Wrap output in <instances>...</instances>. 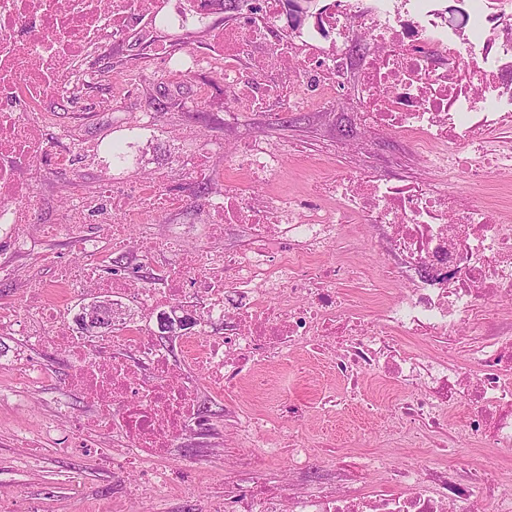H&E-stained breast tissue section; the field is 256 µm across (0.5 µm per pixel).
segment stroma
<instances>
[{
    "instance_id": "1",
    "label": "stroma",
    "mask_w": 512,
    "mask_h": 512,
    "mask_svg": "<svg viewBox=\"0 0 512 512\" xmlns=\"http://www.w3.org/2000/svg\"><path fill=\"white\" fill-rule=\"evenodd\" d=\"M95 66L99 78L85 90L86 104L111 95L116 82H129V92L108 115L96 113L83 119L77 118L68 101L54 99L60 123L76 127L83 146L75 150L69 169L35 183V193L43 204L34 211L33 223H52L68 193L93 190L112 161L110 148L117 141L134 143L139 158L138 167L125 171V179L160 174L167 192L180 200L179 207L156 225V233L183 226L186 246L201 251L211 246L202 236L208 201L223 194L230 181L214 179L208 194L200 195L171 176V160L188 151L196 136L211 140L219 153L256 138L271 143L283 163L257 186L261 196H308L315 177L335 170L350 174L371 168L384 178L408 181L432 176L408 136L372 132L355 122L352 110L359 85L353 71L346 73L338 86L335 103L298 111L272 103L250 113L246 120L235 121L228 117L231 104L217 76L207 74L171 85L162 57L145 59L134 41L113 46ZM205 86L210 89V99L202 105L198 99ZM164 93L171 96L172 103L166 111H155V101ZM144 112L153 113V124L136 128V119ZM448 189L491 214L512 211V187L505 186L503 177L493 175L480 184L461 177ZM0 254L16 269L15 277L0 280V304L24 311L25 282L51 280L54 270L16 250L9 238L0 239ZM319 260L330 266L349 264L362 271L361 279L340 281L337 288L357 310L374 317V287L380 267L398 262L386 249L379 230L351 220L341 225L336 243ZM28 367L37 368L39 377L29 386L14 387L16 371ZM72 374L70 359L62 349L28 347L17 337L0 334V392L11 394L9 401L0 403V512H210L211 504L224 497L225 477L233 473L231 450L244 447L233 423V414L240 409L257 417L261 438L292 433L317 445L313 465L322 470L328 467L327 449L331 446L379 454L400 466L425 469L435 461L429 448H412L403 442V427L395 413L398 392L379 390L372 382L344 394L335 412L328 414L321 410L320 402L336 391V376L324 364L298 373L294 359L289 358L261 369L265 388L260 392L243 381L228 397L206 381H198L199 403L213 415L204 425L188 430L181 446L172 450L167 467L173 480L160 488L134 466L113 465L111 435L78 429V422L94 417L95 408L72 385ZM291 404L301 406L303 415L289 417ZM47 421L58 426L48 439L38 434ZM188 486L193 495H185Z\"/></svg>"
}]
</instances>
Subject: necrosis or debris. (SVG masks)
Returning <instances> with one entry per match:
<instances>
[{"instance_id":"necrosis-or-debris-1","label":"necrosis or debris","mask_w":512,"mask_h":512,"mask_svg":"<svg viewBox=\"0 0 512 512\" xmlns=\"http://www.w3.org/2000/svg\"><path fill=\"white\" fill-rule=\"evenodd\" d=\"M181 21L166 0H0L1 235L27 243L20 229L39 205L36 181L70 165L62 146L69 130L56 141L45 134L58 121L48 99L81 106L82 90L97 78L92 61L129 38L148 56L179 55L182 67L167 71L173 80L217 74L241 113L273 101L295 110L318 96L331 101L346 70L356 67L360 123L414 135L436 179L397 184L369 169L333 173L312 184L329 209L304 207L287 194L256 197L254 186L278 168L280 156L257 141L235 146L227 161L239 177L210 200L205 221L213 241L228 225H248V247L230 253L153 234L175 205L161 178L104 179L94 191L69 195L54 223L37 226L33 237L71 241L83 259L61 264L38 252L56 273L29 287L26 313L0 306V333L63 349L74 385L97 408L88 428L120 431L130 442L124 458L159 486L169 482L165 457L201 416L195 379L173 374L167 346L150 339L149 314L190 299L199 310L179 343L213 388L232 393L242 373L304 350L346 386L375 375L406 389L397 414L406 429L436 436L435 455L462 440L482 449L512 447V317L496 315L512 300V224L491 220L443 187L460 175L481 182L512 173V143L493 136L512 125V0H327L312 16L294 13L286 0H245L208 50L162 48V28ZM353 218L383 229L411 281L370 323L341 309L335 270L313 263ZM91 222L105 225L107 237L87 235ZM135 228L151 250L171 257L152 265L139 255L150 266L149 288L97 273L109 252H128ZM90 284L112 299V332L103 342L72 336L62 320ZM283 289L287 297L272 302ZM216 321L224 323L223 335L213 334ZM464 325L473 335H460ZM405 338L462 350L478 365L477 378L406 349ZM144 366L150 378L142 377ZM460 406L468 417L449 432L448 415ZM235 425L251 448L236 456L224 497L232 512H474L480 493L493 496L497 512H512V484L492 470L462 463L425 472L393 468L377 455L349 460L339 448L331 454V478L311 466L313 446L258 439L247 414L236 415ZM282 455L293 476L286 485L269 474ZM361 471L386 473V488L352 492Z\"/></svg>"}]
</instances>
